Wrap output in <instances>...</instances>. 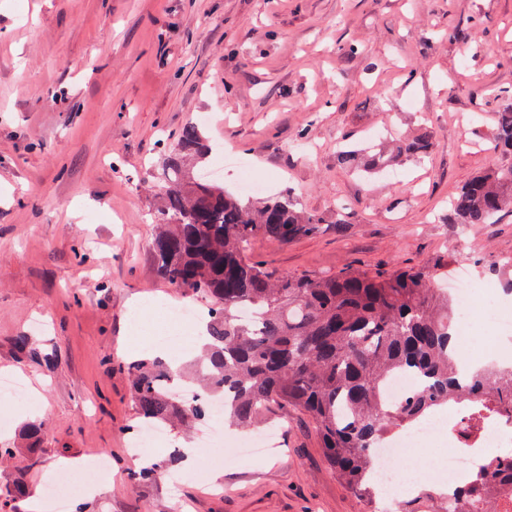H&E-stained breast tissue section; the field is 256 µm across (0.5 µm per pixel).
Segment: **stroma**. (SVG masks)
<instances>
[{"label": "stroma", "instance_id": "stroma-1", "mask_svg": "<svg viewBox=\"0 0 512 512\" xmlns=\"http://www.w3.org/2000/svg\"><path fill=\"white\" fill-rule=\"evenodd\" d=\"M512 92V0H0V445L44 424L43 495L62 464L105 457L86 512H370L329 468L301 410L274 408L277 452L224 468L170 459L131 483L139 424L127 365H188L195 341L161 313L192 298L159 278L151 251L159 183L184 127L248 159L271 196L322 220L287 244L253 240L273 275L469 265L491 288L512 255V212L452 224L448 200L502 165L493 114ZM435 136L431 154L365 180L339 165L344 143ZM27 335V350L14 339ZM187 471L172 484L171 474Z\"/></svg>", "mask_w": 512, "mask_h": 512}]
</instances>
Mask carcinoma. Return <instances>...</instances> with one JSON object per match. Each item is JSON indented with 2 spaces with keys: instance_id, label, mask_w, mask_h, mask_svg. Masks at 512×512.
I'll return each instance as SVG.
<instances>
[{
  "instance_id": "cac0c4a2",
  "label": "carcinoma",
  "mask_w": 512,
  "mask_h": 512,
  "mask_svg": "<svg viewBox=\"0 0 512 512\" xmlns=\"http://www.w3.org/2000/svg\"><path fill=\"white\" fill-rule=\"evenodd\" d=\"M494 148L509 157L467 182L450 201L452 224H492L512 211V105L495 116ZM425 132L377 150L362 163L367 176L430 153ZM209 152L198 125L183 129L168 158L159 231L152 242L156 272L174 288L211 301L207 340L197 360L210 393L231 392L224 416L240 429L258 425L272 405H292L311 418L331 469L370 504L378 489L373 451L394 433L440 407L470 404L477 420L512 425V364L458 366L448 292L434 287L446 273L411 268L369 274L343 271L318 278H277L247 252L259 236L278 243L318 233L321 220L298 209L288 194L272 199L231 194L191 180L183 158ZM249 306L254 316L239 310ZM407 371L418 388L399 404L384 398L392 374ZM134 401L146 423L202 419L201 401L176 400L171 372L140 360L129 366ZM40 462L29 449L11 484L0 487V512L25 490L27 470ZM512 485V452L473 470L460 497L467 512H494L496 492ZM403 512H440L421 491Z\"/></svg>"
}]
</instances>
